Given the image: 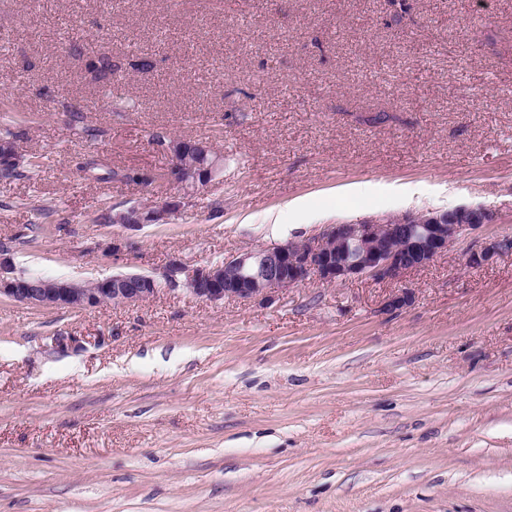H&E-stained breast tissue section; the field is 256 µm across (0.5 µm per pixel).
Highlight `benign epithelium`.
<instances>
[{"mask_svg":"<svg viewBox=\"0 0 512 512\" xmlns=\"http://www.w3.org/2000/svg\"><path fill=\"white\" fill-rule=\"evenodd\" d=\"M203 159L197 166L187 164L185 141L168 138L158 148L169 155L165 171L168 185L188 198L207 186L221 166L206 140L193 143ZM179 203L167 191H155L152 199L115 214L112 222L126 227L165 224ZM494 221L488 209L461 206L441 213L384 221L333 224L320 236L303 241L239 253L221 264L189 267L173 262L162 278L132 273L83 283L46 280L33 283L18 273L8 251L0 246V296L41 308L88 309L106 303L136 305L166 290H185L202 302L226 299L242 302L267 300L310 281L336 284L367 277L378 283L402 284L414 271L445 256L458 240ZM512 254V236L479 241L466 253V265L480 269L504 254ZM414 299L413 290L398 289L387 299V307L399 310Z\"/></svg>","mask_w":512,"mask_h":512,"instance_id":"1","label":"benign epithelium"}]
</instances>
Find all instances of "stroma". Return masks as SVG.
I'll list each match as a JSON object with an SVG mask.
<instances>
[{
  "label": "stroma",
  "instance_id": "obj_1",
  "mask_svg": "<svg viewBox=\"0 0 512 512\" xmlns=\"http://www.w3.org/2000/svg\"><path fill=\"white\" fill-rule=\"evenodd\" d=\"M0 104L43 157L0 181V243L45 277L495 214L410 274L399 311L364 278L251 302L0 298V512H512V256L465 264L512 236V0H0ZM159 132L223 166L169 223L106 222L151 193L80 164L166 169ZM466 253V265L480 269L494 262L504 254H512V236L489 241H477Z\"/></svg>",
  "mask_w": 512,
  "mask_h": 512
}]
</instances>
